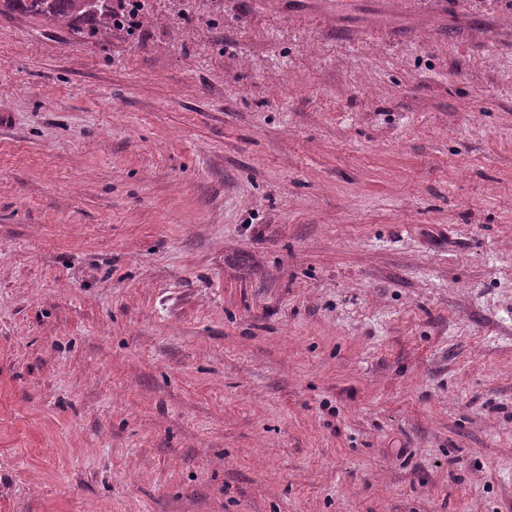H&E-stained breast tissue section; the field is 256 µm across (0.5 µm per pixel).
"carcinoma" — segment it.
I'll return each instance as SVG.
<instances>
[{
    "instance_id": "obj_1",
    "label": "carcinoma",
    "mask_w": 512,
    "mask_h": 512,
    "mask_svg": "<svg viewBox=\"0 0 512 512\" xmlns=\"http://www.w3.org/2000/svg\"><path fill=\"white\" fill-rule=\"evenodd\" d=\"M16 8L39 15L50 24L89 17L96 21L100 34L112 31L113 0H0V12Z\"/></svg>"
}]
</instances>
